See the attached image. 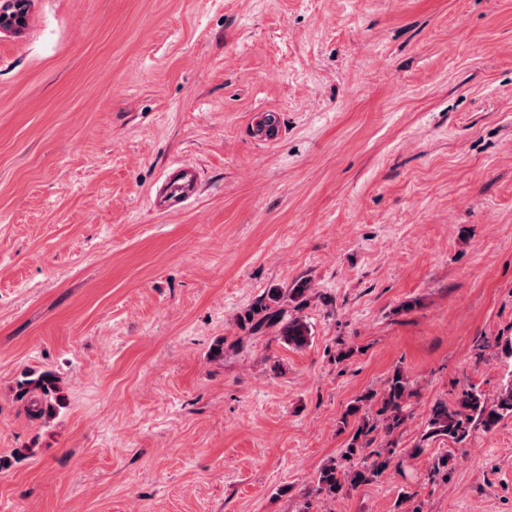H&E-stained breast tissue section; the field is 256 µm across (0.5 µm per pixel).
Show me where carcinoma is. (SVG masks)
Instances as JSON below:
<instances>
[{"label": "carcinoma", "mask_w": 512, "mask_h": 512, "mask_svg": "<svg viewBox=\"0 0 512 512\" xmlns=\"http://www.w3.org/2000/svg\"><path fill=\"white\" fill-rule=\"evenodd\" d=\"M20 10L0 13V28H18L25 24L30 0H19ZM281 296L272 292L256 301L246 314L252 326L278 327V338L294 348H303L310 341V329L301 316H293L280 307ZM18 397L30 398L32 410L39 418H51L64 407L60 378L51 371L28 370L17 382ZM413 395L410 380L397 370L380 394L367 392L353 401L345 416L354 419L355 430L342 461H331L319 471L316 494L323 499L336 498L347 485L355 487L381 475L391 463L393 451L365 453L372 442L371 433L382 424L387 434L399 429L406 419V404ZM512 417V380L502 386L489 401L473 387L462 390L451 403L439 401L432 410L423 439L448 436L464 440L473 426L490 431L504 419Z\"/></svg>", "instance_id": "carcinoma-1"}]
</instances>
